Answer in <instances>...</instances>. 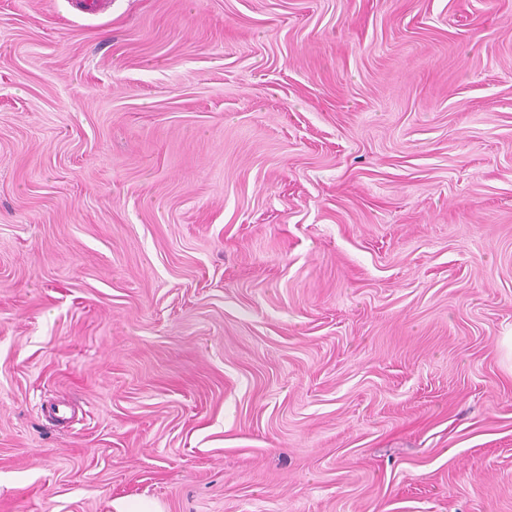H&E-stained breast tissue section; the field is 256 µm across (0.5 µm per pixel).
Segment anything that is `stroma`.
I'll return each mask as SVG.
<instances>
[{
  "mask_svg": "<svg viewBox=\"0 0 512 512\" xmlns=\"http://www.w3.org/2000/svg\"><path fill=\"white\" fill-rule=\"evenodd\" d=\"M0 0V512H512V0Z\"/></svg>",
  "mask_w": 512,
  "mask_h": 512,
  "instance_id": "stroma-1",
  "label": "stroma"
}]
</instances>
